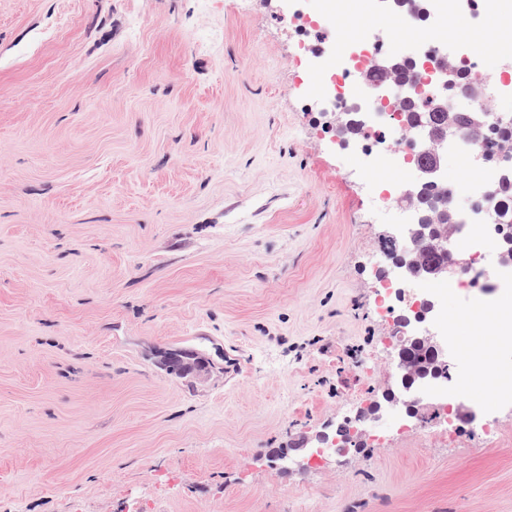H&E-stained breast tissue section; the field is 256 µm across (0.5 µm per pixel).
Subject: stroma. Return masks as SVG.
<instances>
[{
  "label": "stroma",
  "mask_w": 512,
  "mask_h": 512,
  "mask_svg": "<svg viewBox=\"0 0 512 512\" xmlns=\"http://www.w3.org/2000/svg\"><path fill=\"white\" fill-rule=\"evenodd\" d=\"M327 3L0 0V512H512L480 379L454 439L312 455L383 399L370 244L400 220L299 56L289 18L335 36ZM453 32L502 34L465 7Z\"/></svg>",
  "instance_id": "1"
}]
</instances>
